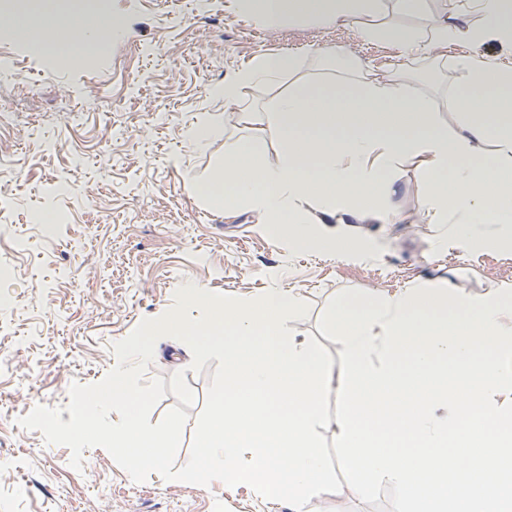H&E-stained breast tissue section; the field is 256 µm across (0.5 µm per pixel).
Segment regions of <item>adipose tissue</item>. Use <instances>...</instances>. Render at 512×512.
Masks as SVG:
<instances>
[{
    "mask_svg": "<svg viewBox=\"0 0 512 512\" xmlns=\"http://www.w3.org/2000/svg\"><path fill=\"white\" fill-rule=\"evenodd\" d=\"M477 22L448 6L429 33L407 26L369 29L403 52L449 61L452 89L448 111L472 117L466 134L433 124L430 101L406 92L398 74L363 73L346 50L324 53L340 80L305 81L273 97L270 133L280 142L275 164H266L257 142L234 146L214 175L193 182L206 205L232 215L240 207L264 223L288 226V242L309 244L303 225L306 206L316 202L320 223L335 224L342 213L378 211L394 190L399 165L420 168L429 191L424 211L433 224L448 227V243L460 249L512 228V66L466 53L487 41L512 52V0H471ZM379 0H236L239 13L269 29L289 19L326 23L352 19L377 9ZM457 54H449L452 46ZM297 55L264 54L210 88L212 97L239 104L248 86L294 77ZM493 152H485L487 142Z\"/></svg>",
    "mask_w": 512,
    "mask_h": 512,
    "instance_id": "adipose-tissue-1",
    "label": "adipose tissue"
}]
</instances>
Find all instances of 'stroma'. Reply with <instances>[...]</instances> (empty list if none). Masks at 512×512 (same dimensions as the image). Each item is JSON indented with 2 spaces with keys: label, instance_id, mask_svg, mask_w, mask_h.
<instances>
[{
  "label": "stroma",
  "instance_id": "35a3bbf8",
  "mask_svg": "<svg viewBox=\"0 0 512 512\" xmlns=\"http://www.w3.org/2000/svg\"><path fill=\"white\" fill-rule=\"evenodd\" d=\"M108 5L123 34L85 64L0 38V83L13 86L0 110L15 115L0 125V153L15 168L0 175L12 198V221L0 223V259L16 269L14 301L0 311V512H288L245 484L203 487L155 473L134 483L100 447L84 450L83 469L75 471L67 447L46 444L41 432L17 420L39 404L67 405L72 383L102 381L115 363L113 343L171 310L177 290L189 283L239 298L273 286L297 290L308 314L294 323V334L315 337L335 358L340 345L319 334L317 322L343 290L391 293L451 279L478 293L512 282V249L441 250L445 227L427 223V187L410 163L396 172L387 215L310 225L312 234L331 231L346 243L341 257L291 249L287 240L272 239L256 212L225 216L189 187L241 141L259 142L264 160L275 162L279 142L268 134L261 107L291 80L247 91L245 104L258 109L249 125L236 106L208 94L260 54L297 53L305 78L319 79L325 72L315 54L348 49L365 67L408 72V91L431 97L432 119L462 128L465 116L442 105L447 70L362 36L368 27L402 23L429 31L444 2L421 0L405 17L382 0L376 13L345 23L291 20L274 32L237 13L234 0H211L202 9L196 0ZM208 119L223 126L224 136L200 151L186 134ZM38 210L60 211L68 220L33 223ZM155 349L144 381L181 370L195 396L176 454L182 466L218 361L194 372L180 340L159 338Z\"/></svg>",
  "mask_w": 512,
  "mask_h": 512
}]
</instances>
